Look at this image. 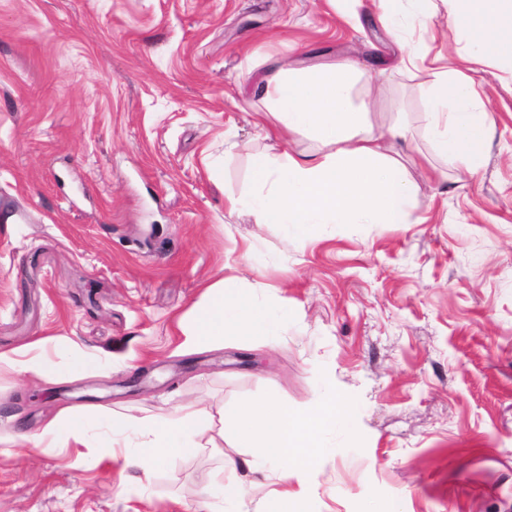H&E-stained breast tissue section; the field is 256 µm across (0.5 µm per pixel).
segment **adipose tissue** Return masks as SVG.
<instances>
[{
	"mask_svg": "<svg viewBox=\"0 0 512 512\" xmlns=\"http://www.w3.org/2000/svg\"><path fill=\"white\" fill-rule=\"evenodd\" d=\"M378 20L399 47L394 71L424 74L429 106L424 114L434 134L435 149L444 157L462 158L470 172H478L494 120L485 108L474 77L449 66L443 54L431 55L405 38L395 25L403 10H410L423 26L437 16L436 0H380ZM450 23L466 22L477 35L456 53L462 60L512 59V0H446ZM357 67L352 60L309 65L276 73L262 85L263 99L274 115L279 136L306 135L320 150L314 154H285L273 161L264 154L251 161L257 194L249 208L259 224H284L303 230L309 224H410L413 186L394 140L405 138L402 125L373 130L367 105H354L351 87ZM183 335L194 345L212 347L228 336H275L278 316L240 291L235 280L224 279L205 292V300L180 322ZM42 377L78 376L88 364L74 357L58 368L29 359L26 350L0 353V364ZM347 405L322 401L306 410H292L282 402H261L238 407L222 420V434L235 447L246 449L238 467L240 478L226 482L225 499L243 500L254 488L249 474L275 466L282 491L273 494L266 512H316L309 495L298 497L284 486L310 470L318 452V438L329 425L348 420ZM142 440L132 461L152 473L163 458L191 455L211 444V423L203 410L180 408L167 417L139 424Z\"/></svg>",
	"mask_w": 512,
	"mask_h": 512,
	"instance_id": "adipose-tissue-1",
	"label": "adipose tissue"
}]
</instances>
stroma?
Masks as SVG:
<instances>
[{
	"label": "stroma",
	"mask_w": 512,
	"mask_h": 512,
	"mask_svg": "<svg viewBox=\"0 0 512 512\" xmlns=\"http://www.w3.org/2000/svg\"><path fill=\"white\" fill-rule=\"evenodd\" d=\"M357 0H0V351L41 341L82 377L0 366V512H262L258 474L224 499L244 451L213 446L152 476L127 448L34 441L60 412L130 422L202 408L213 424L260 400H335L303 488L317 512H512V65H479L495 131L482 169L446 161L422 81L370 86L369 121L405 127L411 224H314L305 235L229 212L257 192L258 81L291 62L389 65L397 45ZM238 278L280 335L187 348L207 286Z\"/></svg>",
	"instance_id": "obj_1"
}]
</instances>
